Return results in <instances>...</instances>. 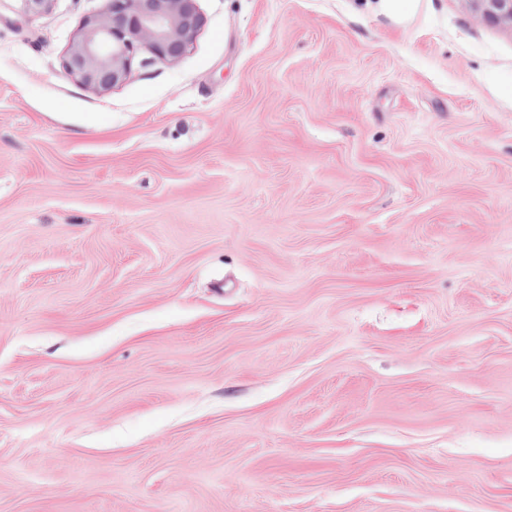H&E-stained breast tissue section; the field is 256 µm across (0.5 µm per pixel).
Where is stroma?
Here are the masks:
<instances>
[{
  "mask_svg": "<svg viewBox=\"0 0 512 512\" xmlns=\"http://www.w3.org/2000/svg\"><path fill=\"white\" fill-rule=\"evenodd\" d=\"M198 5L0 0V512H512V28ZM106 12L87 17L68 50L65 68L87 88L106 92L130 75L143 48L175 61L203 24L197 0H109Z\"/></svg>",
  "mask_w": 512,
  "mask_h": 512,
  "instance_id": "35a3bbf8",
  "label": "stroma"
}]
</instances>
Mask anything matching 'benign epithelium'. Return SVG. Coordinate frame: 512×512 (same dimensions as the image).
I'll return each mask as SVG.
<instances>
[{"label": "benign epithelium", "mask_w": 512, "mask_h": 512, "mask_svg": "<svg viewBox=\"0 0 512 512\" xmlns=\"http://www.w3.org/2000/svg\"><path fill=\"white\" fill-rule=\"evenodd\" d=\"M86 18L68 50L65 68L87 88L106 92L130 75L136 55L175 61L203 24L197 0H109ZM484 22L512 28V0H471Z\"/></svg>", "instance_id": "7a95c632"}]
</instances>
